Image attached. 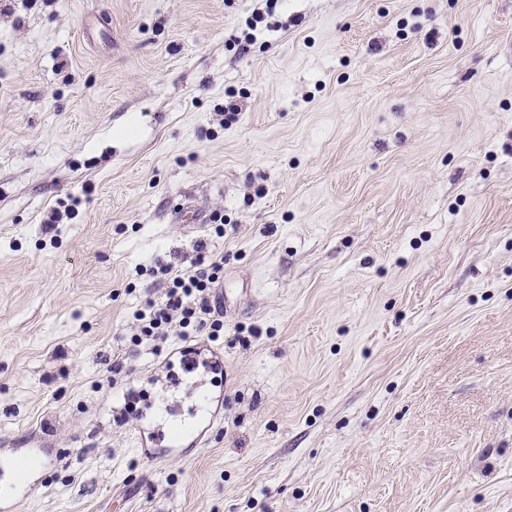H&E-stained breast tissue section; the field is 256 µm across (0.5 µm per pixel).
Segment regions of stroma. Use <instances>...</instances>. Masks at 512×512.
<instances>
[{
  "instance_id": "obj_1",
  "label": "stroma",
  "mask_w": 512,
  "mask_h": 512,
  "mask_svg": "<svg viewBox=\"0 0 512 512\" xmlns=\"http://www.w3.org/2000/svg\"><path fill=\"white\" fill-rule=\"evenodd\" d=\"M207 236L222 415L171 456L133 314ZM31 448L14 512H512V0H0V455Z\"/></svg>"
}]
</instances>
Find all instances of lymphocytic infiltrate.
Masks as SVG:
<instances>
[{
    "label": "lymphocytic infiltrate",
    "mask_w": 512,
    "mask_h": 512,
    "mask_svg": "<svg viewBox=\"0 0 512 512\" xmlns=\"http://www.w3.org/2000/svg\"><path fill=\"white\" fill-rule=\"evenodd\" d=\"M152 273L165 287L161 301H146L136 310L135 342L159 351L162 346H176L200 330L212 335L224 331V319L214 297V290L224 278V255L199 242L188 266L176 268L161 264Z\"/></svg>",
    "instance_id": "f902f5d3"
}]
</instances>
